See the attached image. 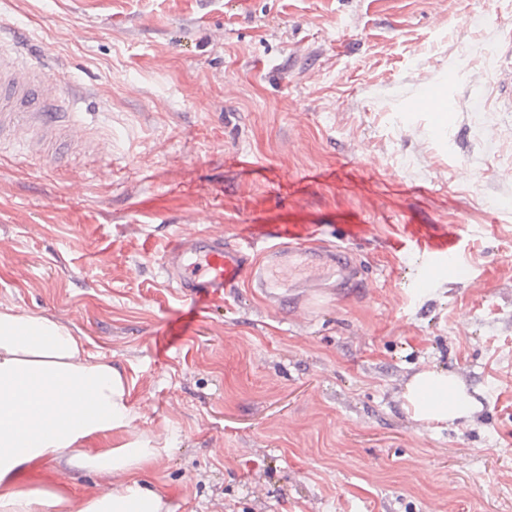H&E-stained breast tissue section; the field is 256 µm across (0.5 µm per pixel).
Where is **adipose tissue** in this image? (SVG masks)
Returning a JSON list of instances; mask_svg holds the SVG:
<instances>
[{
	"label": "adipose tissue",
	"instance_id": "obj_1",
	"mask_svg": "<svg viewBox=\"0 0 512 512\" xmlns=\"http://www.w3.org/2000/svg\"><path fill=\"white\" fill-rule=\"evenodd\" d=\"M128 396L121 372L70 328L0 308V512H172L161 491L138 478L165 448L133 431ZM403 398L425 423L467 419L478 406L455 374L429 369L410 378ZM47 462L119 484L76 507L26 482Z\"/></svg>",
	"mask_w": 512,
	"mask_h": 512
}]
</instances>
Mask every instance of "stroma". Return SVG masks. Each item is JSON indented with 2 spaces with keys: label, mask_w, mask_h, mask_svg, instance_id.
I'll use <instances>...</instances> for the list:
<instances>
[{
  "label": "stroma",
  "mask_w": 512,
  "mask_h": 512,
  "mask_svg": "<svg viewBox=\"0 0 512 512\" xmlns=\"http://www.w3.org/2000/svg\"><path fill=\"white\" fill-rule=\"evenodd\" d=\"M507 28L512 0H0L105 141L0 146V307L118 367L174 512H512V112L487 102ZM428 85L446 125L412 107ZM250 224L341 243L368 288L298 308L168 286L176 237ZM447 238L465 274L408 288ZM424 369L480 409L413 420ZM28 481L77 506L112 488Z\"/></svg>",
  "instance_id": "obj_1"
}]
</instances>
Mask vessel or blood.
Listing matches in <instances>:
<instances>
[{
	"instance_id": "b4317fda",
	"label": "vessel or blood",
	"mask_w": 512,
	"mask_h": 512,
	"mask_svg": "<svg viewBox=\"0 0 512 512\" xmlns=\"http://www.w3.org/2000/svg\"><path fill=\"white\" fill-rule=\"evenodd\" d=\"M496 55L492 109L512 112V30L502 34ZM75 105V97L44 66L26 62L15 48L0 45V145L8 142L36 151L48 141L71 142L79 126ZM296 238L295 229L285 224L258 227L238 243L199 233L174 240L163 268L168 284L189 294L244 285L268 291L272 302L277 299L273 289L281 284L285 271L298 275L301 288H320L330 280L340 288L359 285L344 250L308 247ZM418 264L423 274L412 285L421 288L437 273L455 269V249L440 243L424 253Z\"/></svg>"
}]
</instances>
